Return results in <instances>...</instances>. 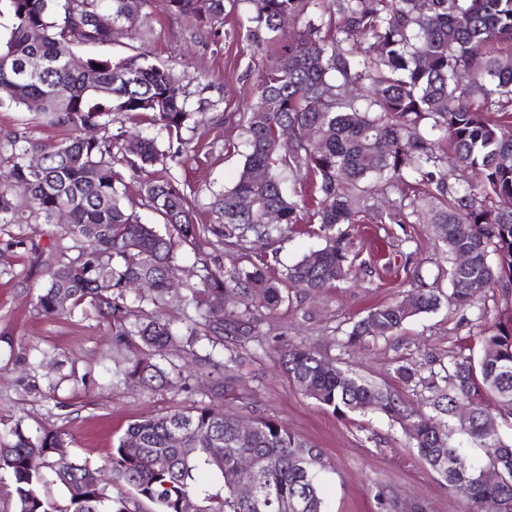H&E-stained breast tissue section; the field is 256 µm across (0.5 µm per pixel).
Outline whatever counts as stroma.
Here are the masks:
<instances>
[{"label":"stroma","mask_w":512,"mask_h":512,"mask_svg":"<svg viewBox=\"0 0 512 512\" xmlns=\"http://www.w3.org/2000/svg\"><path fill=\"white\" fill-rule=\"evenodd\" d=\"M140 26L147 33L142 51L171 64L193 99L219 104L194 114L183 130L189 151L169 164L195 194V223H213L211 198L234 182L242 163L240 153L224 148L241 141L232 115L242 111L267 64L266 52L245 37L233 12L213 33L189 26L166 0H147ZM17 129L41 142L67 136L32 113L0 108V135ZM70 244L58 224H0V421L21 417L31 430L61 432L68 457L98 466L129 424L208 404L210 386L200 377L188 378L182 389L117 382L116 365L139 357L137 348L113 353L96 316L47 317L36 310L33 298L47 267ZM324 245L323 238L298 229L269 243L271 268L281 270ZM348 251L347 281L310 294L288 289L276 313L262 316L263 340L239 345L241 365L224 390V406L244 421L278 420L321 452L319 484L329 512H467L465 498L448 492L398 422L377 411L343 414L320 405L288 378L280 354L289 343L308 346L422 410L424 392L402 382L397 367L425 373L457 352L479 356L480 329L512 309V289L489 291L484 314L444 305L411 318L395 335L348 348L344 341L354 322L371 307L402 298L413 277L450 288L447 270L435 263L439 244L430 225L366 224L351 229ZM379 491L386 507L377 503Z\"/></svg>","instance_id":"35a3bbf8"}]
</instances>
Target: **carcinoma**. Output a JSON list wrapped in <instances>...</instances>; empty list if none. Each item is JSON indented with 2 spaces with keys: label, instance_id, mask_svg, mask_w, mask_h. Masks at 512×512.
Segmentation results:
<instances>
[{
  "label": "carcinoma",
  "instance_id": "carcinoma-1",
  "mask_svg": "<svg viewBox=\"0 0 512 512\" xmlns=\"http://www.w3.org/2000/svg\"><path fill=\"white\" fill-rule=\"evenodd\" d=\"M247 37L273 47L240 113L245 150L234 183L214 195V224L194 223L195 203L173 178L141 182L146 206L161 223L144 224L123 203L120 169L142 174L172 157L158 136L113 128L120 116L148 113L157 132L186 150L182 131L192 119L189 93L174 68L137 52L119 59L87 58L70 64L75 48L112 39L97 23L137 32L146 0H0L8 35L0 39V106L30 111L65 128L61 142L31 141L23 131L0 142V224L54 223L67 210L64 253L47 272L35 297L46 315H72L86 307L105 323L116 348L140 344L143 356L114 375L151 389L180 377L153 361L181 351L205 367L231 370L239 355L224 337L258 336L256 312H273L285 288L306 293L348 278L347 232L342 225L430 224L445 258L469 255L465 267L448 269L450 292L411 281L402 301L370 309L348 333L347 345L368 336L396 334L409 319L447 303L473 308L488 290L512 285V0H244ZM170 12L196 29L223 25L224 0H167ZM288 16L300 23L283 28ZM367 39L360 51L357 37ZM37 57L42 68L33 71ZM358 87L353 98L343 94ZM100 135L88 139L84 129ZM315 127L319 138L305 131ZM43 166L34 171L28 156ZM310 182L317 197L298 198L296 185ZM277 214L269 224L267 213ZM307 221L318 225L325 246L318 261L305 254L278 276L270 272L269 240ZM235 246L246 263H211L207 249ZM194 254L196 281L182 300L194 314L176 323L147 306L166 301L180 271V255ZM496 256L490 262L488 255ZM150 294L134 302L130 285ZM207 341L210 351L197 353ZM478 358L452 355L422 376L400 366L399 378L431 394L437 415L405 412L372 382L337 367L302 344H289L283 367L304 393L335 412L371 409L403 426L412 447L463 496L469 512L491 500L512 512V440L488 423L512 418V313L500 315L480 338ZM474 413L457 429L487 459L469 470L453 467L463 448L449 442L448 419L457 403ZM237 416L215 405L177 411L130 424L108 463L93 468L73 458L57 462L61 432H32L18 418L0 437V473L7 474L19 512H131L128 491L154 512H326L317 477L321 453L281 422L253 421L243 437ZM170 460L165 471L154 458ZM39 456L43 468L28 460ZM255 462L254 497L235 494L238 460ZM499 469L501 480H482V469ZM68 492L63 505L48 498L49 481Z\"/></svg>",
  "mask_w": 512,
  "mask_h": 512
}]
</instances>
